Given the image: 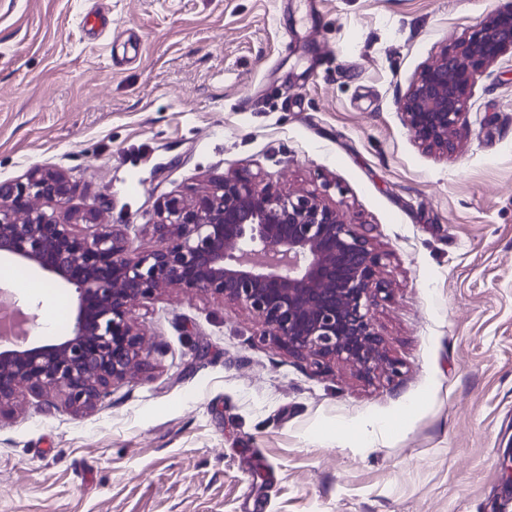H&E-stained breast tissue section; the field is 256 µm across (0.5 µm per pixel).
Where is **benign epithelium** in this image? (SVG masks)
Returning a JSON list of instances; mask_svg holds the SVG:
<instances>
[{
    "label": "benign epithelium",
    "mask_w": 512,
    "mask_h": 512,
    "mask_svg": "<svg viewBox=\"0 0 512 512\" xmlns=\"http://www.w3.org/2000/svg\"><path fill=\"white\" fill-rule=\"evenodd\" d=\"M512 53V0L422 67L397 102L414 141L449 155L467 102L486 68ZM65 176L40 167L0 182V259L35 266L76 288L68 335L0 350V412L23 388L59 390L84 411L111 392L146 352L136 307L161 290L204 293L245 305L263 335L297 356L341 360L371 378L385 362L369 309L386 292L383 255L318 197L282 193L247 170L194 203L159 204L163 245L129 254L123 234L91 206L61 220L46 207L69 196ZM96 230L85 235L79 226Z\"/></svg>",
    "instance_id": "1"
}]
</instances>
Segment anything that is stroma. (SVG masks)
I'll return each instance as SVG.
<instances>
[{
    "label": "stroma",
    "instance_id": "stroma-1",
    "mask_svg": "<svg viewBox=\"0 0 512 512\" xmlns=\"http://www.w3.org/2000/svg\"><path fill=\"white\" fill-rule=\"evenodd\" d=\"M501 0H0V181L63 172L134 248L157 206L247 170L312 193L386 256L370 310L395 370L288 353L244 305L139 307L144 366L92 410L21 392L0 414V512H512V56L458 150L396 101ZM56 339L78 294L0 262ZM382 420L388 431L376 430Z\"/></svg>",
    "mask_w": 512,
    "mask_h": 512
}]
</instances>
